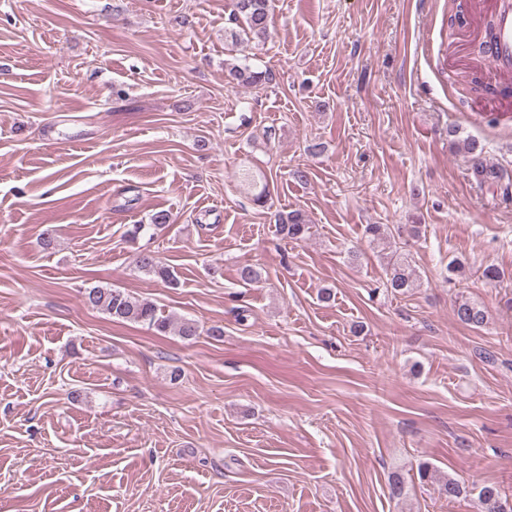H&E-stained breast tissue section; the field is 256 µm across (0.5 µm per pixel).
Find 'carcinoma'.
I'll return each instance as SVG.
<instances>
[{
  "label": "carcinoma",
  "instance_id": "cac0c4a2",
  "mask_svg": "<svg viewBox=\"0 0 512 512\" xmlns=\"http://www.w3.org/2000/svg\"><path fill=\"white\" fill-rule=\"evenodd\" d=\"M231 21L238 24L240 31L230 32L233 40L246 37L248 41L264 43L272 37L271 32V0H235V12ZM224 77L233 84L243 86H257L270 83L274 74L269 70L258 71L246 63H224ZM448 136L453 138L454 145L461 152L472 156L474 160V173L478 180L500 181L507 173L500 168L487 167L480 161L482 147L469 137L460 138L456 128L448 129ZM243 182L254 191V202L263 206L268 201L269 190L265 183V176H257L247 170L242 173ZM172 222V215L167 211H159L151 218L149 224H133L125 232V238L130 242L155 235L156 231ZM281 231L288 237L301 240L310 234L311 223L308 216L299 210L292 211L278 217ZM366 237L369 244H379L388 238L408 234L419 236V228L413 224H368L365 226ZM386 275L385 289L393 294L406 296L416 288L417 275L415 269L408 261V257L397 251L383 257ZM137 267L148 275H152L170 286L177 285V278L170 268L158 257L150 252H141L137 257ZM84 303L118 322L143 323L155 329L160 334L171 330L184 339H191L197 335V324L189 319L173 320L169 316L159 314L156 304L147 299L136 298L120 288L91 287L82 292ZM453 314L458 322L476 330H481L489 322L486 308L466 296L458 297L453 305ZM419 482L437 484L441 495L452 501L466 493V487L455 477L443 475L430 463L421 462L417 467ZM389 497L402 501L407 495V485L404 478L394 473L389 478ZM479 500L482 512H512V502L502 498L498 488L494 485H485L479 491Z\"/></svg>",
  "mask_w": 512,
  "mask_h": 512
}]
</instances>
